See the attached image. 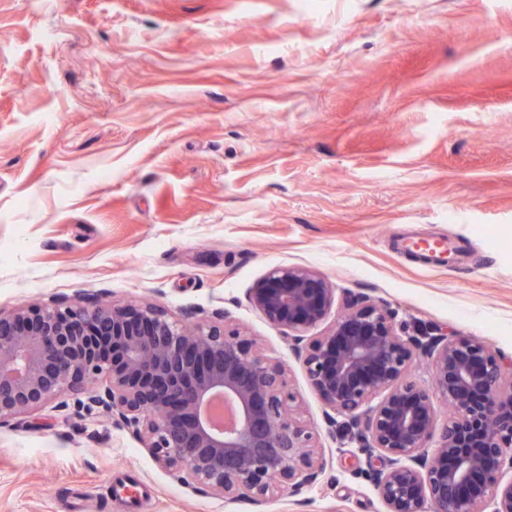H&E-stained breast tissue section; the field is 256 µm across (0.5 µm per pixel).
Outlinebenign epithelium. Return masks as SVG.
<instances>
[{"label":"benign epithelium","mask_w":512,"mask_h":512,"mask_svg":"<svg viewBox=\"0 0 512 512\" xmlns=\"http://www.w3.org/2000/svg\"><path fill=\"white\" fill-rule=\"evenodd\" d=\"M250 304L285 331L332 423L356 444L385 512H512V359L439 325L412 334L306 267L271 270ZM428 360L431 382L412 376ZM84 395L181 480L262 504L314 484L326 460L294 412L282 362L237 328L153 304L0 310V425ZM452 409L440 420L437 403Z\"/></svg>","instance_id":"7a95c632"}]
</instances>
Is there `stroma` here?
<instances>
[{"label": "stroma", "instance_id": "35a3bbf8", "mask_svg": "<svg viewBox=\"0 0 512 512\" xmlns=\"http://www.w3.org/2000/svg\"><path fill=\"white\" fill-rule=\"evenodd\" d=\"M282 266L512 357V0H0V309L224 313L327 459L231 503L66 394L0 426V512H384L248 301Z\"/></svg>", "mask_w": 512, "mask_h": 512}]
</instances>
